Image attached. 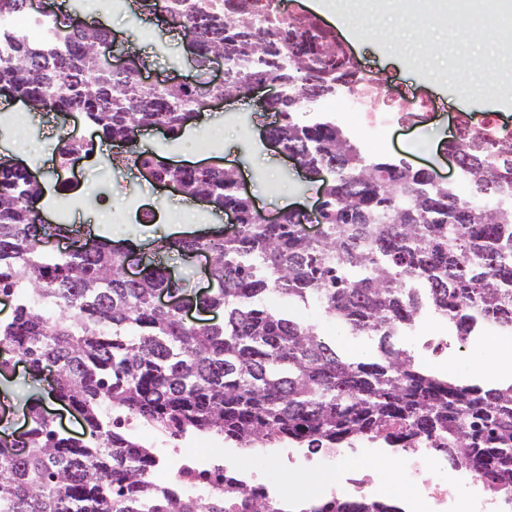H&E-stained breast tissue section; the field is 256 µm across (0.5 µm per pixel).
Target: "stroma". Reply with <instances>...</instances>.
<instances>
[{
    "label": "stroma",
    "instance_id": "35a3bbf8",
    "mask_svg": "<svg viewBox=\"0 0 512 512\" xmlns=\"http://www.w3.org/2000/svg\"><path fill=\"white\" fill-rule=\"evenodd\" d=\"M136 15V0H127V8L121 14L112 12L104 2L91 20L106 21L119 41L128 33H135L139 54L150 60L149 79L194 80L196 72L185 39L158 26L132 27ZM424 33L446 44L447 60L421 55L418 38ZM497 41L493 29L476 28L474 23L458 17L450 26L435 28L424 16L399 14L389 21H373L371 38L348 41V52L362 70L380 78L400 95L419 97L432 104L418 122L400 121L379 131L352 120L345 130L360 145L362 155L369 159L404 160L417 168L432 167L451 186H459L463 174L449 163L444 148L455 134V121L460 113L491 112L497 122L512 127V108L493 101L461 103L454 98V89L463 80L512 71V64L497 57ZM240 113L248 118V129L244 132L232 121ZM270 120L258 99L228 101L223 108L206 112L202 120L187 125L181 137L173 139L162 131L147 130L140 137V145L175 167L202 164L236 169L247 182L256 205L266 214H275L287 206L313 209L319 184L305 179L285 154L267 144L263 129ZM62 127L95 143L91 156L66 168L60 167L56 154L57 133ZM94 137V127L79 116L61 121L47 119L41 112L30 113L27 134L22 138L16 137L10 127H0V157L23 161L37 174L41 186L49 187V194L39 202L49 223H58L57 205L62 199L52 188L65 182L70 193L80 199L79 205L70 210L69 223L95 236L105 234L110 224L127 225V235L137 245L166 236L167 224L133 222V206L137 203L168 216L183 213L186 230L193 235L224 226L225 215L200 203L194 209L183 210L182 195L154 185L137 170L117 169L109 182H100L90 167L94 161L107 159L114 147L95 142ZM267 303L273 308H289L296 317L335 342L343 356L355 361L376 359V337L353 334L346 326L328 320L317 305H291L276 293L268 296ZM444 372L483 387L507 385L512 383V350H498L492 357L483 343L471 341L449 358ZM47 391L46 383L31 381L22 363L17 364L11 379H0V400L12 406L7 413L11 432L20 431L24 424L21 408L26 400L37 392L47 396ZM45 408L69 433H81L77 413L48 396Z\"/></svg>",
    "mask_w": 512,
    "mask_h": 512
}]
</instances>
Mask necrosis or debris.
Wrapping results in <instances>:
<instances>
[{
	"mask_svg": "<svg viewBox=\"0 0 512 512\" xmlns=\"http://www.w3.org/2000/svg\"><path fill=\"white\" fill-rule=\"evenodd\" d=\"M60 25L57 16L34 10L0 17V33L30 42L53 41ZM337 98L344 112H365L372 127L415 116L426 107L424 101L403 97L370 75L362 76L357 85L344 87ZM209 446L205 439L186 437L181 444L159 447L156 456L162 468L172 471L183 494L206 499L215 491H223L225 512H251L244 497L227 487L228 481H239L246 476L252 480L258 496L270 501L277 512H283L287 496L272 478L260 475L271 458H278L291 468L308 469L313 490L307 499L321 504L336 499L349 502L369 499L380 481L369 462L387 456L386 444L379 434L364 438L357 448L333 445L318 449L313 455L285 445L274 454L269 449L256 448L252 451L256 469L246 473L214 461ZM355 457L360 460L356 466L351 463ZM393 467L400 484L411 489L407 512H512V489L502 488L488 476L456 466L447 455L435 451L428 440L414 439Z\"/></svg>",
	"mask_w": 512,
	"mask_h": 512,
	"instance_id": "1",
	"label": "necrosis or debris"
}]
</instances>
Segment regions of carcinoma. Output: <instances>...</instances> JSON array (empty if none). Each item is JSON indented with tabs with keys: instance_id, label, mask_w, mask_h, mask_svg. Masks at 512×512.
<instances>
[{
	"instance_id": "obj_1",
	"label": "carcinoma",
	"mask_w": 512,
	"mask_h": 512,
	"mask_svg": "<svg viewBox=\"0 0 512 512\" xmlns=\"http://www.w3.org/2000/svg\"><path fill=\"white\" fill-rule=\"evenodd\" d=\"M139 6L193 42L198 67L222 52L223 85H143L112 69V32L79 16L59 28L54 46H1L0 83L44 112L83 110L100 140L126 144L125 160L139 170L155 165L137 147L140 129L163 125L176 137L185 110L242 82L290 86L270 133L304 165L334 167L321 186L323 236L307 240L289 210L279 224L260 223L227 169L160 170L184 196L206 194L214 210L241 214L233 236L159 242V255L211 254L212 288L188 294L160 260L140 279L126 278L125 250L107 239L48 255L45 239L80 228L36 223L40 185L0 163V295L14 300L0 322V374L16 357L35 382L54 369L53 397L86 427L83 438L62 434L31 399L24 441L0 433V449H12L0 452V512H107L109 501L112 512H224L222 494L200 501L155 489L156 458L112 421L114 409L162 432L248 438L262 448L350 444L399 421L406 432L389 442L423 436L512 488V384L482 388L427 373L391 343L424 300L462 339L483 322L512 330V141L461 120L448 147L473 186L463 207L452 186L405 161L365 159L335 122L299 118L301 96H332L338 82L355 80L344 47L317 21L285 17L273 0H167L162 15L155 0ZM257 14L266 17L260 28ZM82 150L93 144L60 138V163ZM161 291L219 311L224 322L190 327L180 310L154 306ZM273 291L313 300L334 321L379 337V359L344 358L312 328L268 308ZM303 512L402 510L369 500Z\"/></svg>"
}]
</instances>
